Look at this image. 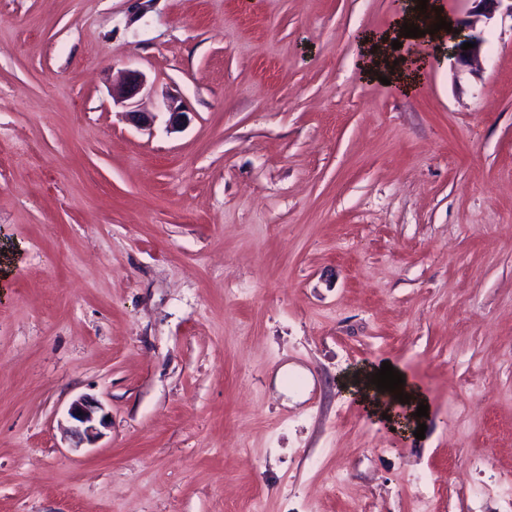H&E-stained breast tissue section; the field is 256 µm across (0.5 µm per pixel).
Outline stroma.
<instances>
[{
	"label": "stroma",
	"instance_id": "1",
	"mask_svg": "<svg viewBox=\"0 0 512 512\" xmlns=\"http://www.w3.org/2000/svg\"><path fill=\"white\" fill-rule=\"evenodd\" d=\"M397 15L0 0V512H512V14L410 94ZM383 361L424 438L345 395ZM415 2H406L405 10L395 19L393 25L386 31L366 32L361 36L362 46V59L359 62L364 76L371 81H378V76L387 77L390 82L397 84L404 92L409 93L417 86L419 79V72L425 68L416 64H408L404 59L399 58L395 51L392 49L391 42L393 40H402L408 38L404 36V28L402 24L407 22V25L414 24L420 30H425V35L434 41H443L446 34L445 29H440L435 34L426 33V29H431V25L439 22L438 19L432 14V5L427 2V9H424L425 14H422L420 9H417L419 0ZM377 46V50H374ZM394 60L398 61L394 65ZM144 85L143 75L136 71H128L125 81L118 88L112 87V99L127 101L135 97ZM82 412V415H79ZM68 433L74 442L73 448L94 444L102 435L101 428L107 424V414L93 397L81 396L68 408Z\"/></svg>",
	"mask_w": 512,
	"mask_h": 512
}]
</instances>
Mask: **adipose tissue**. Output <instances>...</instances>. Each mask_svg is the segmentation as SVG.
I'll return each mask as SVG.
<instances>
[{
	"instance_id": "obj_1",
	"label": "adipose tissue",
	"mask_w": 512,
	"mask_h": 512,
	"mask_svg": "<svg viewBox=\"0 0 512 512\" xmlns=\"http://www.w3.org/2000/svg\"><path fill=\"white\" fill-rule=\"evenodd\" d=\"M435 22L432 12H421L415 0H408L404 11L389 29L380 33H364L361 37L362 58L359 62L364 76L371 81L383 76L397 84L403 91L414 90L418 83L421 66L417 63L411 65L406 61L397 60L392 43L403 40L404 24L410 23L419 29L426 30Z\"/></svg>"
}]
</instances>
